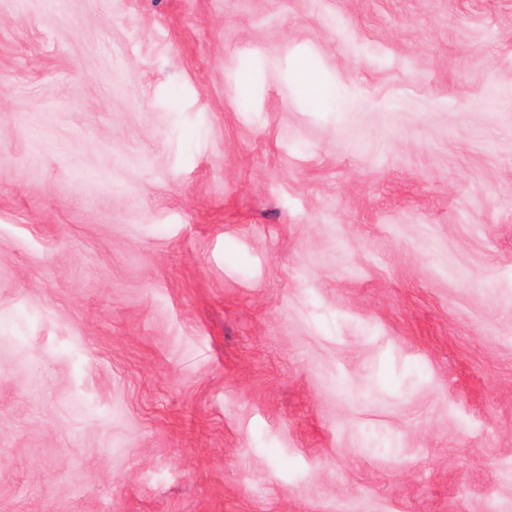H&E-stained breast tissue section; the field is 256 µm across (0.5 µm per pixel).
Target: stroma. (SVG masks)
<instances>
[{
	"label": "stroma",
	"mask_w": 512,
	"mask_h": 512,
	"mask_svg": "<svg viewBox=\"0 0 512 512\" xmlns=\"http://www.w3.org/2000/svg\"><path fill=\"white\" fill-rule=\"evenodd\" d=\"M0 512H512V0H0Z\"/></svg>",
	"instance_id": "1"
}]
</instances>
